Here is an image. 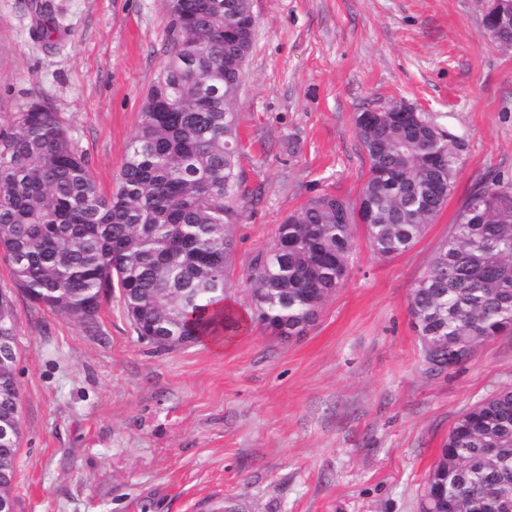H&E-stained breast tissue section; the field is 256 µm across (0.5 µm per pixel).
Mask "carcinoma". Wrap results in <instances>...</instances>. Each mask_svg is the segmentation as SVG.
Wrapping results in <instances>:
<instances>
[{
	"instance_id": "1",
	"label": "carcinoma",
	"mask_w": 512,
	"mask_h": 512,
	"mask_svg": "<svg viewBox=\"0 0 512 512\" xmlns=\"http://www.w3.org/2000/svg\"><path fill=\"white\" fill-rule=\"evenodd\" d=\"M174 48L150 88L130 140L118 186L100 191L56 115L33 103L0 129V249L31 299L92 324L101 296L120 289L138 336L197 343L239 322L224 302L235 223L238 127L225 98L228 57L247 58L253 34L226 36L230 18L251 0H165ZM413 136L381 112L356 117L369 177L357 201L322 194L279 226L288 253L256 256L253 302L268 325L297 336L348 269L357 205L372 203V250L411 248L443 209L459 166V139L418 114ZM438 163L427 161L429 155ZM345 204V220L338 218ZM418 336L432 360L458 365L474 344L512 329V184L496 178L473 189L448 237L411 294ZM12 305L0 293V335L12 331ZM16 374L0 379V417L19 412ZM499 449L489 465L482 449ZM446 512H499L512 502V387L471 406L455 422L430 471Z\"/></svg>"
}]
</instances>
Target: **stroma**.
<instances>
[{
  "label": "stroma",
  "instance_id": "35a3bbf8",
  "mask_svg": "<svg viewBox=\"0 0 512 512\" xmlns=\"http://www.w3.org/2000/svg\"><path fill=\"white\" fill-rule=\"evenodd\" d=\"M57 29L45 39L40 7ZM237 115L223 350L140 339L120 290L93 326L35 304L0 251L18 338L16 512H419L448 432L512 386V333L429 371L410 296L466 196L512 180V52L483 37L479 0H252ZM164 0H0V128L37 103L113 190L172 47ZM406 101L459 138L448 201L412 248L382 257L353 228L346 280L298 336L252 309L248 268L309 198L356 199L355 119Z\"/></svg>",
  "mask_w": 512,
  "mask_h": 512
}]
</instances>
